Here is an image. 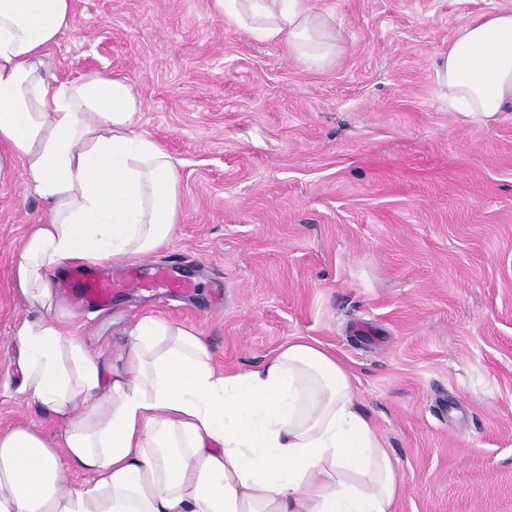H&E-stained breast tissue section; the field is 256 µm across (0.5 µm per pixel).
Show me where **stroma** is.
Listing matches in <instances>:
<instances>
[{"mask_svg": "<svg viewBox=\"0 0 512 512\" xmlns=\"http://www.w3.org/2000/svg\"><path fill=\"white\" fill-rule=\"evenodd\" d=\"M312 2L343 29L323 69L226 26L212 0H73L50 75L127 78L138 131L177 162L171 240L121 265L190 290L61 311L91 351L148 314L228 370L315 338L358 377L403 484L394 512H512V112L449 111L431 68L459 26L512 0ZM42 210L21 178L0 183V431L54 440L12 343L30 316L14 253Z\"/></svg>", "mask_w": 512, "mask_h": 512, "instance_id": "1", "label": "stroma"}]
</instances>
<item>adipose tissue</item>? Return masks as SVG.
Masks as SVG:
<instances>
[{
    "instance_id": "obj_1",
    "label": "adipose tissue",
    "mask_w": 512,
    "mask_h": 512,
    "mask_svg": "<svg viewBox=\"0 0 512 512\" xmlns=\"http://www.w3.org/2000/svg\"><path fill=\"white\" fill-rule=\"evenodd\" d=\"M212 6L305 67L336 60L342 32L311 0ZM71 13L72 0H0V182L21 173L45 205L12 264L14 293L37 313L15 332L17 365L22 393L62 428L57 442L0 431V512H392L395 461L322 342L221 371L200 336L153 316L111 355L57 316L58 270L151 253L179 211L176 163L136 133L128 80L48 74ZM433 70L452 111L484 122L512 110V10L460 26Z\"/></svg>"
}]
</instances>
